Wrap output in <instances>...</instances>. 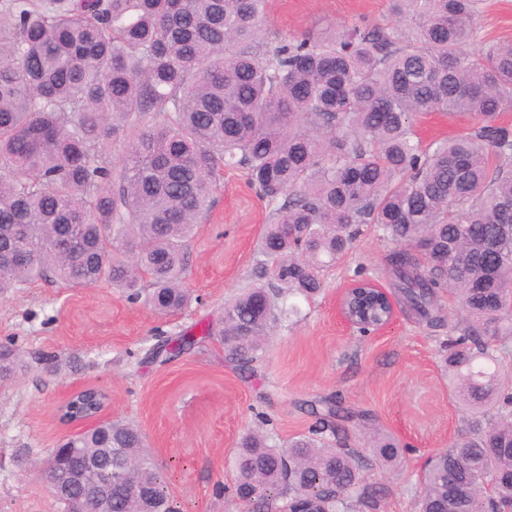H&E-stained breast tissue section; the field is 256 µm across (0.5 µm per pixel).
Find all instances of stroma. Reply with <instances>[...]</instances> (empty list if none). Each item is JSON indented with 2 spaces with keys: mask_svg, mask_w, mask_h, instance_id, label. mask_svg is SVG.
Instances as JSON below:
<instances>
[{
  "mask_svg": "<svg viewBox=\"0 0 512 512\" xmlns=\"http://www.w3.org/2000/svg\"><path fill=\"white\" fill-rule=\"evenodd\" d=\"M393 0H269L264 50L291 37L318 38L341 26L397 25ZM512 42V0H479L473 48ZM466 116L433 113L416 132L423 144L466 134ZM220 190L187 246L188 304L162 315L103 282L87 290L38 281L0 296V344L13 343L28 368L0 385V512H61L41 476L49 449L68 433L57 408L75 387L109 396V418L137 425L169 478L182 512H239L229 489V457L238 437L259 425L277 443L306 433L312 402L335 396L366 411L374 428L408 450L397 470L377 465L361 434L352 443L384 512H417L419 471L463 429L440 344L447 324L428 326L397 313L382 332L362 337L338 317L340 289L355 277L391 287L393 244L365 225L353 248L324 271V288L297 299L254 374L224 363L212 332L224 306L257 279L256 246L270 208L244 170L224 169ZM182 334L199 342L161 363L148 352Z\"/></svg>",
  "mask_w": 512,
  "mask_h": 512,
  "instance_id": "stroma-1",
  "label": "stroma"
}]
</instances>
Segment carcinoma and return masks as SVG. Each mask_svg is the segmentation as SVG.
Instances as JSON below:
<instances>
[{"label":"carcinoma","instance_id":"1","mask_svg":"<svg viewBox=\"0 0 512 512\" xmlns=\"http://www.w3.org/2000/svg\"><path fill=\"white\" fill-rule=\"evenodd\" d=\"M400 27L351 26L258 51L266 0H0V294L38 280L102 281L162 313L188 301L186 245L224 167L246 170L273 206L258 274L224 308L218 336L240 370L261 361L283 293L312 297L324 269L371 224L395 244L388 272L402 307L443 320L448 381L464 429L431 457L418 512H512V42L477 54L476 0H397ZM432 112L475 130L424 148ZM143 126L133 137L127 129ZM126 149L114 175L111 144ZM197 343L154 345L167 362ZM25 368L0 345V378ZM73 397L60 420L97 414ZM282 445L250 430L230 458L240 512H380L335 397ZM394 467L406 447L375 431ZM96 454L112 512H179L140 429L120 420L59 443Z\"/></svg>","mask_w":512,"mask_h":512}]
</instances>
